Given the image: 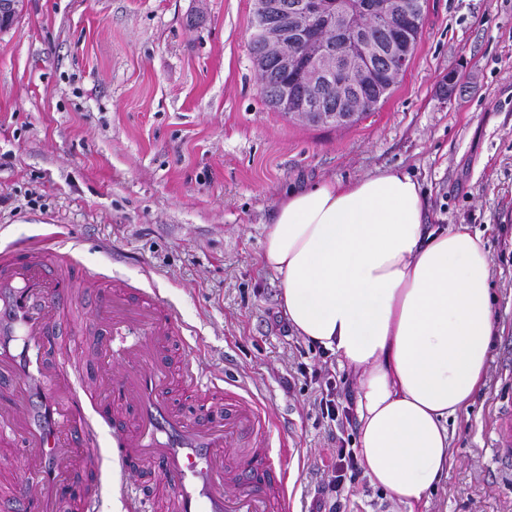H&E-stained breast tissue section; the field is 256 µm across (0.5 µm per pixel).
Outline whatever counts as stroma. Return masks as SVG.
Here are the masks:
<instances>
[{"label":"stroma","mask_w":512,"mask_h":512,"mask_svg":"<svg viewBox=\"0 0 512 512\" xmlns=\"http://www.w3.org/2000/svg\"><path fill=\"white\" fill-rule=\"evenodd\" d=\"M252 20V0H21L0 32V248L71 239L88 270L157 289L201 368L275 419L292 512H309L328 426L294 369L349 373L284 329L264 227L288 190L409 173L427 223L482 233L497 318L485 384L448 421V473L416 512H512L493 446L512 405V0H426L407 71L349 127L267 105Z\"/></svg>","instance_id":"1"}]
</instances>
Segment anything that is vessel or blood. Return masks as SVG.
<instances>
[{"instance_id": "1", "label": "vessel or blood", "mask_w": 512, "mask_h": 512, "mask_svg": "<svg viewBox=\"0 0 512 512\" xmlns=\"http://www.w3.org/2000/svg\"><path fill=\"white\" fill-rule=\"evenodd\" d=\"M80 300L95 317L69 336L93 372L100 428L87 423L70 368L54 355L64 313ZM181 333L156 292L88 271L62 243L1 249L0 389L9 396L0 400V441L20 440L25 470L0 496V512H94L106 456L134 512L145 498L128 477L135 465L173 486L170 512H288V450L272 448L271 415L203 372L191 345L173 366ZM107 360L122 368L105 384L97 370ZM177 382L214 394L200 417L170 406ZM494 447L512 463V407L497 419Z\"/></svg>"}]
</instances>
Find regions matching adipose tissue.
Returning <instances> with one entry per match:
<instances>
[{
  "instance_id": "adipose-tissue-1",
  "label": "adipose tissue",
  "mask_w": 512,
  "mask_h": 512,
  "mask_svg": "<svg viewBox=\"0 0 512 512\" xmlns=\"http://www.w3.org/2000/svg\"><path fill=\"white\" fill-rule=\"evenodd\" d=\"M394 168L291 191L265 228L291 327L357 376L358 464L407 512L451 460L449 418L479 389L495 327L491 263L464 224L426 228Z\"/></svg>"
}]
</instances>
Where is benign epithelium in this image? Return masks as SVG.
Masks as SVG:
<instances>
[{
  "mask_svg": "<svg viewBox=\"0 0 512 512\" xmlns=\"http://www.w3.org/2000/svg\"><path fill=\"white\" fill-rule=\"evenodd\" d=\"M327 0H254L256 21L250 41L258 44H308L309 54L284 50L278 57L281 80L274 103L286 113L306 122L348 124L357 113L356 104L362 99V89L374 83L380 74L375 66L386 59L398 66L397 74L410 60L412 43L404 34L416 13L409 0H375L370 4L369 17L349 20L329 13ZM393 20L385 37H373L371 26L382 18ZM260 90L270 86V72L265 59L253 57ZM336 85L346 101L340 112L324 111L322 90Z\"/></svg>",
  "mask_w": 512,
  "mask_h": 512,
  "instance_id": "7a95c632",
  "label": "benign epithelium"
}]
</instances>
